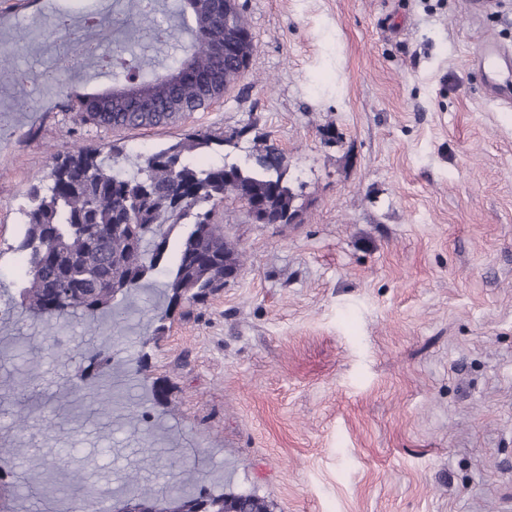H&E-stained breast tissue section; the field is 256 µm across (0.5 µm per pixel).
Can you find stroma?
Masks as SVG:
<instances>
[{
  "instance_id": "obj_1",
  "label": "stroma",
  "mask_w": 512,
  "mask_h": 512,
  "mask_svg": "<svg viewBox=\"0 0 512 512\" xmlns=\"http://www.w3.org/2000/svg\"><path fill=\"white\" fill-rule=\"evenodd\" d=\"M54 4L68 29L0 0V48L38 77L0 88V331L20 339L0 378L29 385L0 398V436L27 416L11 470L79 468L120 496L124 472L167 482L169 449L189 448L212 491L267 497L273 512H512V109L468 56L488 38L512 48V0H239L254 34L240 81L167 128L114 133L63 107L110 75L90 58L68 76L55 64L121 34L123 16L112 0ZM199 128L235 135L230 162L283 152L303 222L256 224L225 200L242 266L222 290L146 345L166 307L154 275L118 306L121 329L107 314L91 334L69 316L46 349L17 304L31 185L57 151L146 153ZM102 346L100 381L120 397L100 418L93 391L69 382Z\"/></svg>"
}]
</instances>
